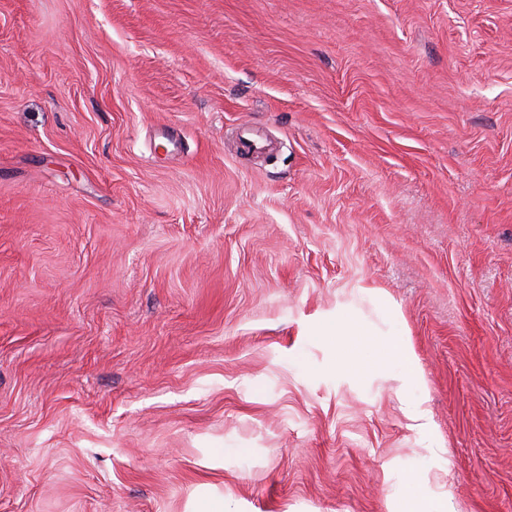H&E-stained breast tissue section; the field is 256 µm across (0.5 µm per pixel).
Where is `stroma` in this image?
<instances>
[{"label":"stroma","instance_id":"1","mask_svg":"<svg viewBox=\"0 0 512 512\" xmlns=\"http://www.w3.org/2000/svg\"><path fill=\"white\" fill-rule=\"evenodd\" d=\"M216 499L512 512V0H0V512Z\"/></svg>","mask_w":512,"mask_h":512}]
</instances>
